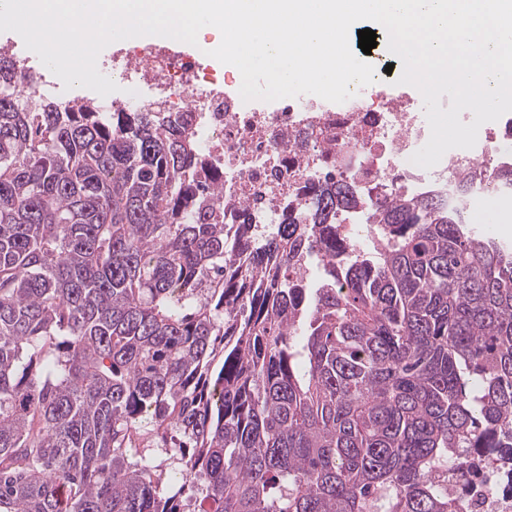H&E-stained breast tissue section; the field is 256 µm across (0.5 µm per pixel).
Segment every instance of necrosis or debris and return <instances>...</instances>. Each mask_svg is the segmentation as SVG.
Segmentation results:
<instances>
[{"mask_svg": "<svg viewBox=\"0 0 512 512\" xmlns=\"http://www.w3.org/2000/svg\"><path fill=\"white\" fill-rule=\"evenodd\" d=\"M103 75L135 82L134 100L101 99L104 113L159 102L187 118L209 162L210 179L224 185V221L249 219L263 230L298 210L306 187L327 178L353 180L364 193L407 196L430 191L471 211L484 196L508 197L512 188L491 175L512 140V113L481 126L473 148L448 150L432 168L412 163L430 137L424 112L411 95L393 99L357 93L326 109L295 98L268 110L229 97L210 71L167 47L147 44L120 51ZM469 512H512V468L473 456L457 485Z\"/></svg>", "mask_w": 512, "mask_h": 512, "instance_id": "1", "label": "necrosis or debris"}]
</instances>
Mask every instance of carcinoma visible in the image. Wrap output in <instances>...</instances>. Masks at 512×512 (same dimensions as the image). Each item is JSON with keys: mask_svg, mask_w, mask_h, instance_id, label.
<instances>
[{"mask_svg": "<svg viewBox=\"0 0 512 512\" xmlns=\"http://www.w3.org/2000/svg\"><path fill=\"white\" fill-rule=\"evenodd\" d=\"M203 168L169 112L0 96V512H467L448 469L512 449V243L343 179L257 234Z\"/></svg>", "mask_w": 512, "mask_h": 512, "instance_id": "obj_1", "label": "carcinoma"}]
</instances>
